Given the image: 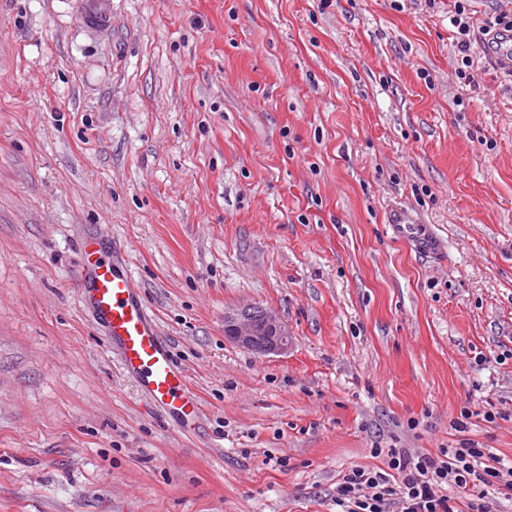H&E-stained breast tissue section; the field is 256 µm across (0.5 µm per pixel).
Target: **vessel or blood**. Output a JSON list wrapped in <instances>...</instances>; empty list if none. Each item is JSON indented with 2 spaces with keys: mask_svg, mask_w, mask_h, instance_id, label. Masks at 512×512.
Here are the masks:
<instances>
[{
  "mask_svg": "<svg viewBox=\"0 0 512 512\" xmlns=\"http://www.w3.org/2000/svg\"><path fill=\"white\" fill-rule=\"evenodd\" d=\"M388 223L393 234L418 255L443 254L432 225L421 223L407 209L391 208ZM79 250L76 283L84 307L142 396L165 414L177 432L194 433L202 416L200 398L175 363L169 341L132 281L128 252L93 233L81 236Z\"/></svg>",
  "mask_w": 512,
  "mask_h": 512,
  "instance_id": "b4317fda",
  "label": "vessel or blood"
}]
</instances>
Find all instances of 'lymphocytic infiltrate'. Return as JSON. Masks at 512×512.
I'll return each instance as SVG.
<instances>
[{
  "label": "lymphocytic infiltrate",
  "mask_w": 512,
  "mask_h": 512,
  "mask_svg": "<svg viewBox=\"0 0 512 512\" xmlns=\"http://www.w3.org/2000/svg\"><path fill=\"white\" fill-rule=\"evenodd\" d=\"M451 22L462 53L457 77L471 87L476 83L472 29L496 43L501 33L512 31V8L496 9L477 26L471 0H454ZM386 456V468L354 465L344 472L333 497L337 512H491L488 493L512 499V465L478 444L442 448L434 455L390 448Z\"/></svg>",
  "instance_id": "obj_1"
}]
</instances>
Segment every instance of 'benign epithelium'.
<instances>
[{
  "label": "benign epithelium",
  "mask_w": 512,
  "mask_h": 512,
  "mask_svg": "<svg viewBox=\"0 0 512 512\" xmlns=\"http://www.w3.org/2000/svg\"><path fill=\"white\" fill-rule=\"evenodd\" d=\"M224 336L236 346L262 356L283 351L292 339L287 325L274 311L254 312L245 307L224 313Z\"/></svg>",
  "instance_id": "1"
}]
</instances>
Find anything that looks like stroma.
<instances>
[{
  "label": "stroma",
  "mask_w": 512,
  "mask_h": 512,
  "mask_svg": "<svg viewBox=\"0 0 512 512\" xmlns=\"http://www.w3.org/2000/svg\"><path fill=\"white\" fill-rule=\"evenodd\" d=\"M452 8L0 0V512H336L377 448L512 462V77L476 34L479 84L457 78ZM395 205L443 259L395 237ZM95 228L128 251L201 436L81 307ZM247 305L288 349L225 338ZM388 224L393 234L404 240L411 251L418 255L437 258L443 254L444 247L432 225L422 224L407 209L398 206L391 208ZM224 336L236 346L262 356L283 351L292 339L287 325L274 311L254 312L246 307L224 313Z\"/></svg>",
  "instance_id": "stroma-1"
}]
</instances>
